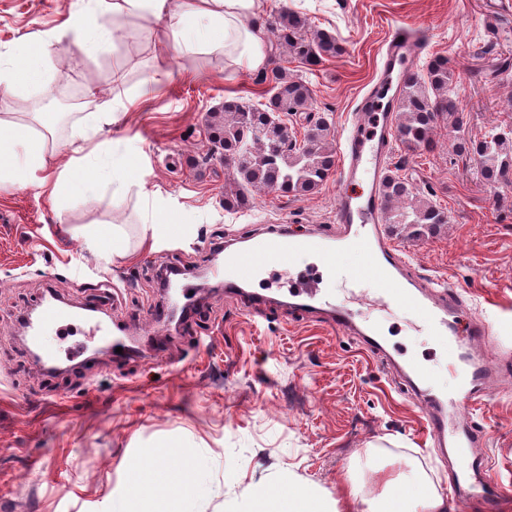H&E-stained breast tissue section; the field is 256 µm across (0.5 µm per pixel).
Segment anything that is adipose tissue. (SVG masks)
<instances>
[{"label":"adipose tissue","mask_w":512,"mask_h":512,"mask_svg":"<svg viewBox=\"0 0 512 512\" xmlns=\"http://www.w3.org/2000/svg\"><path fill=\"white\" fill-rule=\"evenodd\" d=\"M107 5L113 16L137 24H149L162 30L166 41L187 52L224 47L248 59L251 68L265 65V33L257 21L261 0H91ZM67 53L77 58L107 45L110 30L89 15L75 13L67 30ZM24 62L16 66L0 62V91H15L23 79L39 75L47 53L45 42L30 37L22 48ZM112 145L97 143L88 153L77 157L75 167H67L56 177L47 172L60 153L57 122L48 112L0 113V183L25 185L38 182L52 200L60 202L79 194H92L99 180L112 185L113 199H120L130 186V165L112 159ZM376 472L381 484L365 491L355 477H348L344 489L351 500L360 502L364 512H448V502L421 468L411 473H391L385 465ZM282 491L256 483L243 489L249 512H339L338 502L295 477L282 479ZM412 488L403 497L399 488Z\"/></svg>","instance_id":"1"}]
</instances>
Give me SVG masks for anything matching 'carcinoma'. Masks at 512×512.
<instances>
[{
	"label": "carcinoma",
	"instance_id": "obj_1",
	"mask_svg": "<svg viewBox=\"0 0 512 512\" xmlns=\"http://www.w3.org/2000/svg\"><path fill=\"white\" fill-rule=\"evenodd\" d=\"M272 29L291 57L308 70L344 51L336 35L309 31L306 19L295 12H282L272 22ZM272 81L273 94L266 104L256 107L226 101L208 114L211 136L223 144L224 159H233L228 180L235 189L224 194V207L229 210L246 205V190L250 187L295 198L312 194L336 166V148L326 118H318L300 140L282 120L268 122L272 113L289 116L305 112L312 101L311 89L302 78L278 69L272 73ZM455 83V69L442 56L426 62V76L410 73L403 80L394 105L395 136L407 150L431 149L433 129L441 118L448 116L457 128L463 127L464 116L454 97ZM459 151L477 158L483 182L495 185L512 180V128L480 138H463ZM382 193L387 224L431 230L447 223L442 208L419 197L395 172L386 175Z\"/></svg>",
	"mask_w": 512,
	"mask_h": 512
}]
</instances>
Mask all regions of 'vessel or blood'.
Masks as SVG:
<instances>
[{
	"label": "vessel or blood",
	"mask_w": 512,
	"mask_h": 512,
	"mask_svg": "<svg viewBox=\"0 0 512 512\" xmlns=\"http://www.w3.org/2000/svg\"><path fill=\"white\" fill-rule=\"evenodd\" d=\"M385 45L381 75L362 96L354 129L341 141L339 189L333 216L335 235L316 230L298 233L284 226L252 236L239 246L225 244L220 265L225 287L240 288L255 278L265 262L285 266L300 255L314 254L331 269L339 254L357 253L366 261L373 287L391 301L410 305L444 344L449 332L455 329V304L446 301L443 290L421 292L419 283L407 273L406 259L387 239L383 225L380 185L390 153L393 112L382 97L403 81L417 52L415 42L402 28L395 29ZM331 315L338 331L367 337L370 348H379L372 328L357 325L349 308H333ZM484 383V378L477 374H463L464 392L460 399L450 402L441 401L428 390H419L416 401L425 416L426 436L434 441L447 440L449 419L458 416L462 409L478 408L485 395Z\"/></svg>",
	"instance_id": "1"
}]
</instances>
